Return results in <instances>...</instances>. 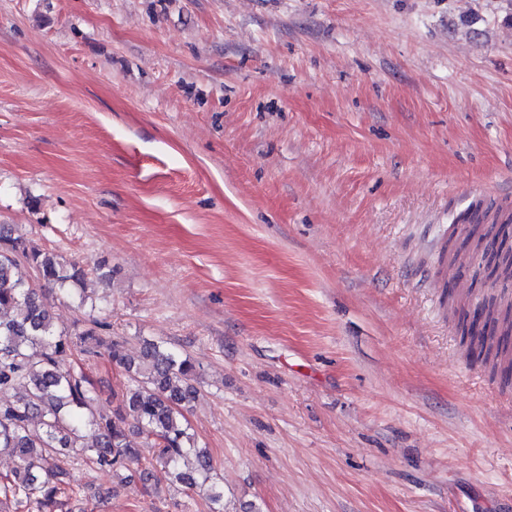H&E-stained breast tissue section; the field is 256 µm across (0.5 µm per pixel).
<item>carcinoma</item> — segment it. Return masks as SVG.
<instances>
[{"mask_svg":"<svg viewBox=\"0 0 512 512\" xmlns=\"http://www.w3.org/2000/svg\"><path fill=\"white\" fill-rule=\"evenodd\" d=\"M493 220L485 235L489 274L512 281V253L502 228ZM28 262L43 287L86 298L85 270L74 262L31 245L9 224H0V455L16 459L0 476V512H72L74 494L67 458L87 459L115 476L138 460L129 440L134 427L158 448L156 462L187 488L206 493L209 512H224V488L212 476L206 449L190 432L186 413L196 399L201 374L187 355L161 343L145 341L139 353L100 334L103 325L88 319L70 333L53 325L51 306L37 288L15 275L19 259ZM490 332L467 327L468 347L484 354L492 370L512 371V312L480 305ZM87 359L107 356L128 377L112 414L96 409V396L74 350ZM97 431L95 443L83 430Z\"/></svg>","mask_w":512,"mask_h":512,"instance_id":"obj_1","label":"carcinoma"}]
</instances>
